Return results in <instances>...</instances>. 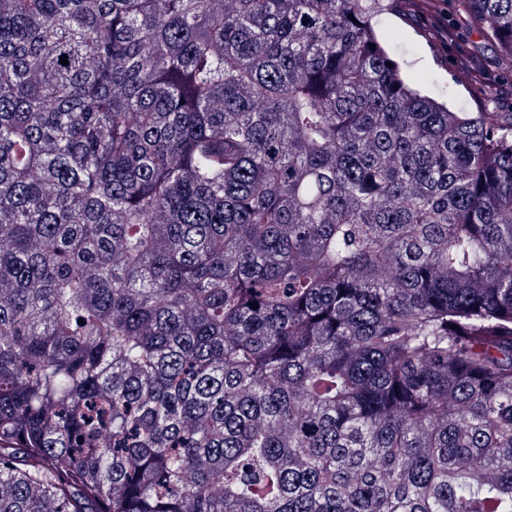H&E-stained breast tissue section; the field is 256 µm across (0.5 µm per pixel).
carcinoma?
Returning a JSON list of instances; mask_svg holds the SVG:
<instances>
[{"label":"carcinoma","mask_w":512,"mask_h":512,"mask_svg":"<svg viewBox=\"0 0 512 512\" xmlns=\"http://www.w3.org/2000/svg\"><path fill=\"white\" fill-rule=\"evenodd\" d=\"M437 2L0 0V512H512V111L375 28ZM386 15L378 22L383 41L390 46L412 85L423 93L456 109L475 110L472 93L453 82L455 68L447 55L429 41V29L448 34V2L437 14ZM429 28V29H428Z\"/></svg>","instance_id":"carcinoma-1"}]
</instances>
